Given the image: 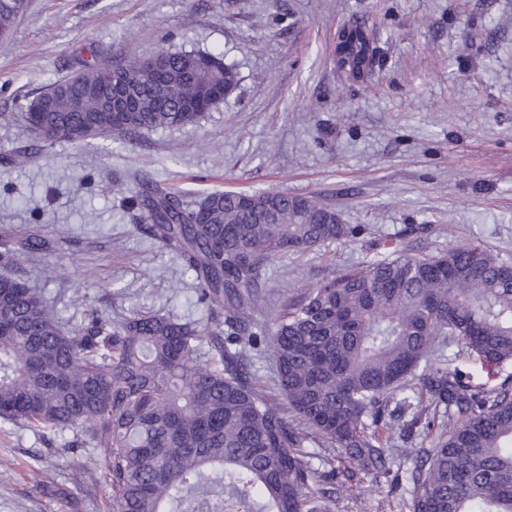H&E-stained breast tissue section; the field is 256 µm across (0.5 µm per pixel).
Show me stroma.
Here are the masks:
<instances>
[{
  "label": "stroma",
  "mask_w": 512,
  "mask_h": 512,
  "mask_svg": "<svg viewBox=\"0 0 512 512\" xmlns=\"http://www.w3.org/2000/svg\"><path fill=\"white\" fill-rule=\"evenodd\" d=\"M377 37L372 72L347 78L334 37ZM200 50L234 64L238 85L200 123L126 147L36 136L27 104L81 63ZM23 150L28 163L12 167ZM186 206L212 189L275 190L331 206L345 243L273 258L256 316L369 257L435 256L478 242L512 265V0H26L0 37V231L49 240L20 274L62 320L120 323L153 310L208 323L195 280L123 201L134 175ZM319 471L346 485L336 512H402L396 492L305 428ZM72 432L0 428V512H112V491Z\"/></svg>",
  "instance_id": "1"
}]
</instances>
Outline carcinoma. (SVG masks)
Segmentation results:
<instances>
[{
    "label": "carcinoma",
    "instance_id": "1",
    "mask_svg": "<svg viewBox=\"0 0 512 512\" xmlns=\"http://www.w3.org/2000/svg\"><path fill=\"white\" fill-rule=\"evenodd\" d=\"M25 0H0V36ZM83 63L33 98L26 123L43 139L119 146L145 131L192 126L237 84L224 58L165 50ZM129 203L150 236L181 257L198 301L224 311L207 324L138 311L114 325L66 326L25 279L0 276V424L73 432L98 451L115 512H334L339 486L311 467L303 438L246 367L265 348L277 386L304 424L375 484L388 477L406 428L394 414L421 387L457 416L410 472L408 512H512V266L478 243L438 256L371 259L286 303L272 325L254 312L269 259L345 241L338 213L303 195L214 191L186 208L133 177ZM0 236V265L43 250ZM454 343L480 365L475 383L436 356ZM389 418L391 434L378 426Z\"/></svg>",
    "mask_w": 512,
    "mask_h": 512
}]
</instances>
